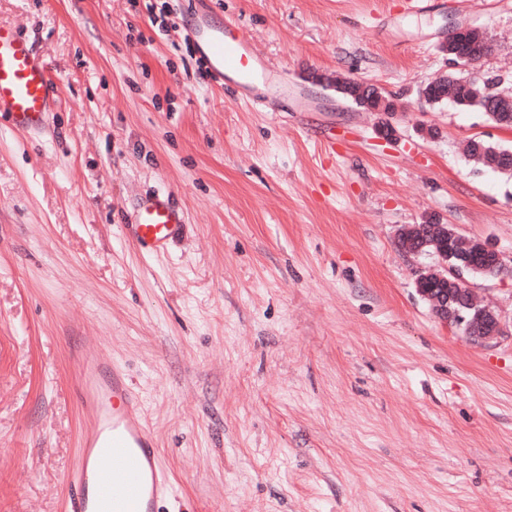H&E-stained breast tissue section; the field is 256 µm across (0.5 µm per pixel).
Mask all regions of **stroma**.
Returning <instances> with one entry per match:
<instances>
[{
	"label": "stroma",
	"instance_id": "1",
	"mask_svg": "<svg viewBox=\"0 0 512 512\" xmlns=\"http://www.w3.org/2000/svg\"><path fill=\"white\" fill-rule=\"evenodd\" d=\"M192 3L0 0L61 86L41 129L0 122V512H66L86 345L139 397L171 512H512V175L465 151L512 129L421 95L456 26L512 87V0H218L272 75L262 104L201 70ZM315 71L399 96L395 137ZM151 192L186 215L156 255L121 231ZM431 217L501 253L469 280L499 335L418 292L438 260L398 231Z\"/></svg>",
	"mask_w": 512,
	"mask_h": 512
}]
</instances>
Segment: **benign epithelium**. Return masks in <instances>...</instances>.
Here are the masks:
<instances>
[{
	"label": "benign epithelium",
	"instance_id": "benign-epithelium-1",
	"mask_svg": "<svg viewBox=\"0 0 512 512\" xmlns=\"http://www.w3.org/2000/svg\"><path fill=\"white\" fill-rule=\"evenodd\" d=\"M458 35L472 39L483 38L474 27H458L448 31V39L439 45V50L449 54L448 45ZM384 89L374 83L359 84L358 94L368 100L357 103L369 112H383L387 100ZM498 108L490 117L500 126L512 122V88L497 93ZM424 224L408 225L400 230L399 237L405 242L404 251L417 254L419 250L411 247L417 235L423 233ZM435 237V253L439 258L441 270L419 274L416 279L418 291L433 305L435 313L443 321L470 331L477 327L490 328L489 336L500 332V321L495 312L477 304L473 295L455 298L448 297V289L467 287V273L493 275L504 270L501 254L492 246L480 241L463 237L453 224L438 223L431 227Z\"/></svg>",
	"mask_w": 512,
	"mask_h": 512
}]
</instances>
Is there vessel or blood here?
Wrapping results in <instances>:
<instances>
[{
	"instance_id": "1",
	"label": "vessel or blood",
	"mask_w": 512,
	"mask_h": 512,
	"mask_svg": "<svg viewBox=\"0 0 512 512\" xmlns=\"http://www.w3.org/2000/svg\"><path fill=\"white\" fill-rule=\"evenodd\" d=\"M193 6L183 30L207 62L213 83L234 86L239 99L259 103L268 75L248 30L232 18L211 23V0H193ZM60 94L33 43L0 25V119L18 130H38ZM183 225V213L154 193L141 200L123 232L141 249L157 252ZM74 390L91 426L68 479L70 512H159L176 490L126 373L89 347L75 358Z\"/></svg>"
}]
</instances>
